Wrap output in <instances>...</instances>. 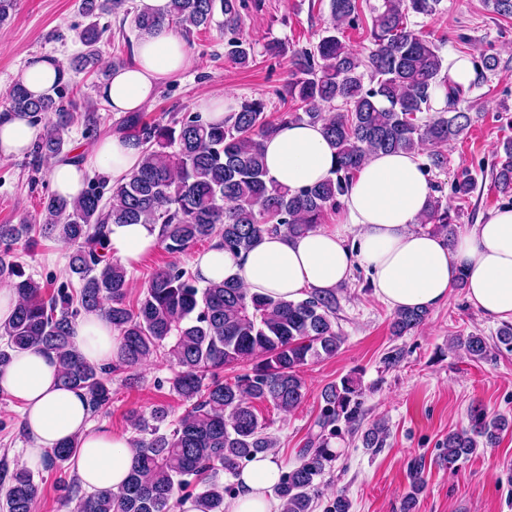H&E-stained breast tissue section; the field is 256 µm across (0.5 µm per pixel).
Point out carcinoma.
I'll return each instance as SVG.
<instances>
[{"instance_id":"1","label":"carcinoma","mask_w":512,"mask_h":512,"mask_svg":"<svg viewBox=\"0 0 512 512\" xmlns=\"http://www.w3.org/2000/svg\"><path fill=\"white\" fill-rule=\"evenodd\" d=\"M441 0H379L371 8L370 46L366 57L350 51L341 37L345 27L359 25L358 0H329L330 26L310 49L293 54L294 71L287 97L292 107L275 121L261 98L243 99L224 122L207 121L198 112H174L167 121L145 120L129 112L122 130L144 155L142 166L111 188L109 199L89 181L74 199L51 192L43 199V222L0 224V286L13 291L18 303L10 319L0 324V366L12 353L31 348L56 356L60 382L81 390L92 412L112 400V376L164 361L172 369L169 388L188 408L172 418L168 407H155L150 418L135 423L134 464L125 486L115 492L95 490L80 495L77 479L62 480L59 491L76 501L75 512H169L171 502L190 498L198 512H224V477L254 455L276 447L259 419L256 404L268 403L288 412L305 396L301 367L336 355L342 337L336 331V293H315L296 301L250 294L234 281L199 285L197 277L176 263L156 271L136 303L129 302L131 278L119 261L103 255L107 224H158L161 245L171 255L186 253L197 242L218 239L224 248L251 247L263 233L287 231L300 235L323 223L336 210L355 173L371 153H419L457 140L470 126L467 113L457 110L461 91L448 88V67L441 47L411 25L412 16H433ZM244 0H170L167 16H157L129 0H79V9L93 22L78 39L84 50L70 59L67 72L99 69L103 14L133 15L135 28L150 33L167 22L188 33L208 26L215 13L219 27L230 34L225 57L246 66L254 46L239 30ZM369 72V84L364 73ZM33 98L21 81L10 88L4 111L27 115L44 124L34 143L33 164L47 166L69 156L65 135L80 122L85 135L98 132V116L80 112L75 101L62 102V91ZM448 89L446 107L433 111V91ZM287 122L321 124L336 148L335 177L320 184L292 189L267 178L262 140ZM499 192H512V141L496 154L492 171ZM419 223L451 241L456 236L448 202L431 199ZM53 237L72 247L68 275L53 292L25 274L14 260L13 246L32 233ZM101 313L118 332L119 352L112 366L87 362L71 341L76 319ZM425 308L397 310L390 328L403 336L424 324ZM473 360H483L489 348L512 352V324L497 331L488 343L479 334L458 339ZM252 362L228 383L224 367ZM323 405L315 422L319 432L300 450L298 463L284 473L277 494L285 512H312L319 478L338 457L333 448L342 427L360 421L361 393L346 377L321 392ZM512 418L488 417L483 408H470L468 426L448 433L443 461L455 470L478 449L493 448ZM385 426L372 424L361 435L365 448L383 446ZM78 443L64 441L47 451L46 468L71 461ZM422 464L411 468V491L403 512H415L423 486ZM39 494L33 475L19 470L0 482V507L5 512H32Z\"/></svg>"}]
</instances>
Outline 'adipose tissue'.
<instances>
[{
    "mask_svg": "<svg viewBox=\"0 0 512 512\" xmlns=\"http://www.w3.org/2000/svg\"><path fill=\"white\" fill-rule=\"evenodd\" d=\"M191 63L182 37L164 24L136 41L131 61L113 69L99 93L113 112H140L166 80ZM63 70L59 58H33L21 81L30 94L42 97L53 93ZM38 133L28 117L1 112L0 155H23ZM263 147L268 175L280 184L300 188L333 175L335 150L320 126L284 124ZM93 153L115 184L142 162L140 150L119 133L96 143ZM431 195L418 155L372 154L342 197L334 223L301 235L265 233L246 251H230L215 241L195 254L193 270L204 284L232 279L248 293L289 301L335 290L360 267L375 294L395 310L443 303L462 273L474 308L487 319L512 321V206L494 210L450 243L416 228ZM106 241L113 259L131 268L159 247L160 227L110 224ZM72 341L89 362L107 365L117 351L118 334L92 312L74 323ZM59 371L56 358L38 349L15 353L0 367V394L22 406L29 440L25 466L39 467L46 449L75 437L80 441L75 470L82 485L120 490L133 464L130 435L95 426L85 395L60 386ZM283 472L273 453L257 454L235 476L224 512H284L276 493Z\"/></svg>",
    "mask_w": 512,
    "mask_h": 512,
    "instance_id": "ef3b65f1",
    "label": "adipose tissue"
}]
</instances>
